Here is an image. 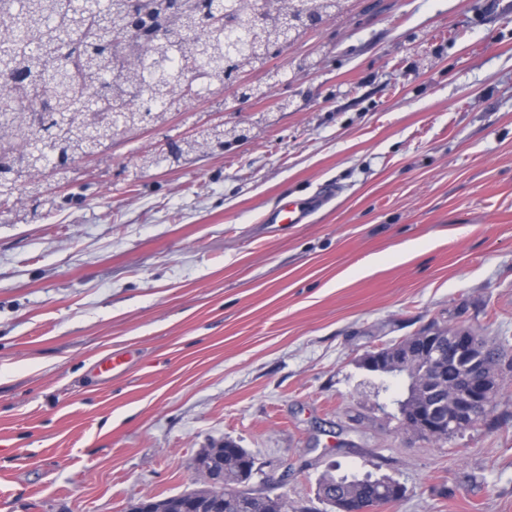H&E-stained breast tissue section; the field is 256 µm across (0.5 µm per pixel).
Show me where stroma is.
<instances>
[{
    "label": "stroma",
    "mask_w": 512,
    "mask_h": 512,
    "mask_svg": "<svg viewBox=\"0 0 512 512\" xmlns=\"http://www.w3.org/2000/svg\"><path fill=\"white\" fill-rule=\"evenodd\" d=\"M271 69L273 97L194 101L0 209V512H127L228 439L296 512H331L334 461L405 487L378 512H512V0H352ZM218 121L246 138L141 167ZM433 322L504 349L443 445L360 364ZM325 201L323 196L309 203L288 200L272 212L267 221L269 224H305L311 213Z\"/></svg>",
    "instance_id": "obj_1"
}]
</instances>
